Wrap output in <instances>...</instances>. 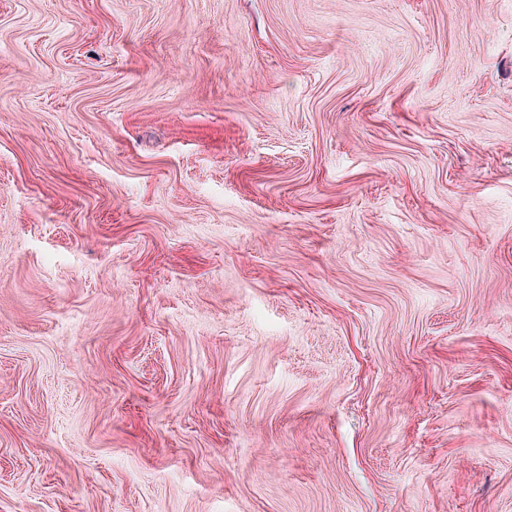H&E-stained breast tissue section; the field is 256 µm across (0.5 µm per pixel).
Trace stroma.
<instances>
[{
  "mask_svg": "<svg viewBox=\"0 0 512 512\" xmlns=\"http://www.w3.org/2000/svg\"><path fill=\"white\" fill-rule=\"evenodd\" d=\"M0 512H512V0H0Z\"/></svg>",
  "mask_w": 512,
  "mask_h": 512,
  "instance_id": "obj_1",
  "label": "stroma"
}]
</instances>
